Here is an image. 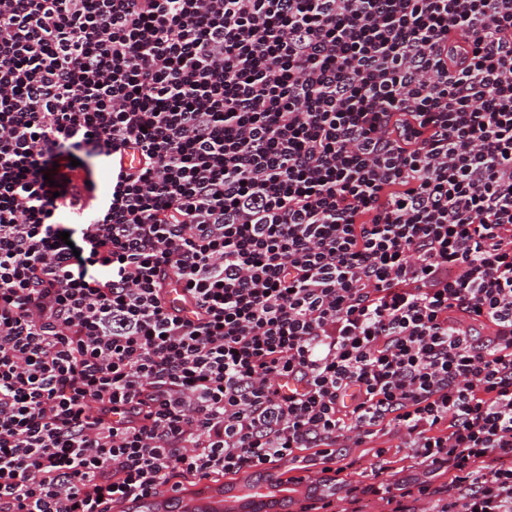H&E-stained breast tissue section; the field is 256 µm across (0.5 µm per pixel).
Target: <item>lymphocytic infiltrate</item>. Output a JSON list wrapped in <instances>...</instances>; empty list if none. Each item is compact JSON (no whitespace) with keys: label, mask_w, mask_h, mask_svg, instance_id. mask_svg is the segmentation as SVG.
<instances>
[{"label":"lymphocytic infiltrate","mask_w":512,"mask_h":512,"mask_svg":"<svg viewBox=\"0 0 512 512\" xmlns=\"http://www.w3.org/2000/svg\"><path fill=\"white\" fill-rule=\"evenodd\" d=\"M283 465L512 512V0H0V512Z\"/></svg>","instance_id":"1"}]
</instances>
